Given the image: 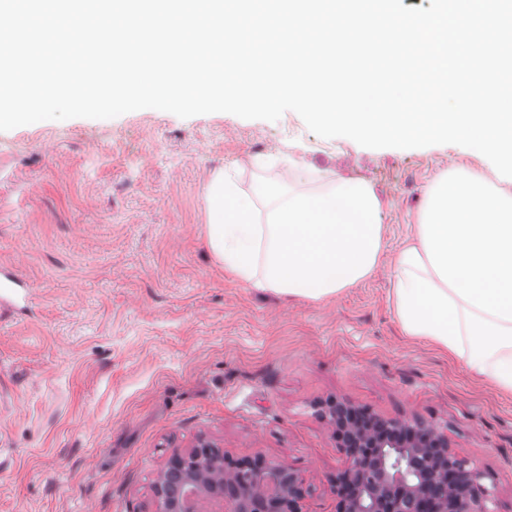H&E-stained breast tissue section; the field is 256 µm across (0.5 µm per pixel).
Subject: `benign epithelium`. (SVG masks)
<instances>
[{"label":"benign epithelium","instance_id":"1","mask_svg":"<svg viewBox=\"0 0 512 512\" xmlns=\"http://www.w3.org/2000/svg\"><path fill=\"white\" fill-rule=\"evenodd\" d=\"M331 416L347 454L336 512H491L480 472L433 426L344 405ZM153 495L155 512H305L304 480L291 467L231 459L207 444L174 453Z\"/></svg>","mask_w":512,"mask_h":512}]
</instances>
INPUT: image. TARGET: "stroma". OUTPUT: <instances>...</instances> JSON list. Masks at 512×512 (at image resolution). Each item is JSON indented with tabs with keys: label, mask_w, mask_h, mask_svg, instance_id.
Returning a JSON list of instances; mask_svg holds the SVG:
<instances>
[{
	"label": "stroma",
	"mask_w": 512,
	"mask_h": 512,
	"mask_svg": "<svg viewBox=\"0 0 512 512\" xmlns=\"http://www.w3.org/2000/svg\"><path fill=\"white\" fill-rule=\"evenodd\" d=\"M291 174L369 183L385 250L370 278L320 301L235 281L207 245L223 168L248 191ZM487 163L456 145L371 149L229 113L141 109L0 131V512H155L152 484L199 441L286 463L306 512H336L346 454L320 401L425 419L512 512V394L476 380L392 310V261L426 187Z\"/></svg>",
	"instance_id": "35a3bbf8"
}]
</instances>
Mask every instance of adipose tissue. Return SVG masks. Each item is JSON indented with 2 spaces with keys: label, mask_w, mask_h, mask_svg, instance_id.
<instances>
[{
  "label": "adipose tissue",
  "mask_w": 512,
  "mask_h": 512,
  "mask_svg": "<svg viewBox=\"0 0 512 512\" xmlns=\"http://www.w3.org/2000/svg\"><path fill=\"white\" fill-rule=\"evenodd\" d=\"M208 246L240 283L322 300L372 275L383 252L381 205L365 183L293 180L241 191L217 173L207 193Z\"/></svg>",
  "instance_id": "ef3b65f1"
}]
</instances>
